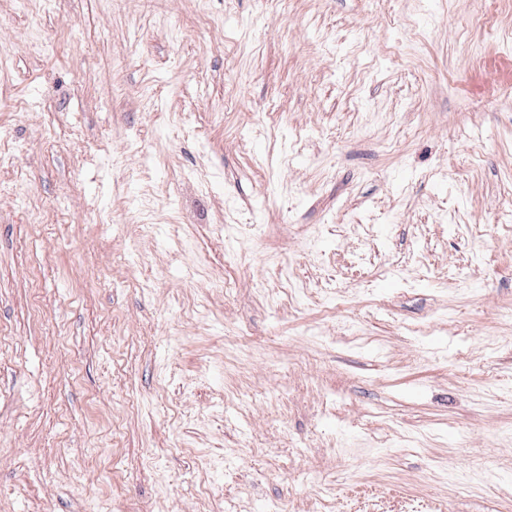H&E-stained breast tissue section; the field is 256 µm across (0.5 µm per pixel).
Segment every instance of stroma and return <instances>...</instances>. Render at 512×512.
Returning a JSON list of instances; mask_svg holds the SVG:
<instances>
[{"mask_svg": "<svg viewBox=\"0 0 512 512\" xmlns=\"http://www.w3.org/2000/svg\"><path fill=\"white\" fill-rule=\"evenodd\" d=\"M0 512H512V0H0Z\"/></svg>", "mask_w": 512, "mask_h": 512, "instance_id": "obj_1", "label": "stroma"}]
</instances>
